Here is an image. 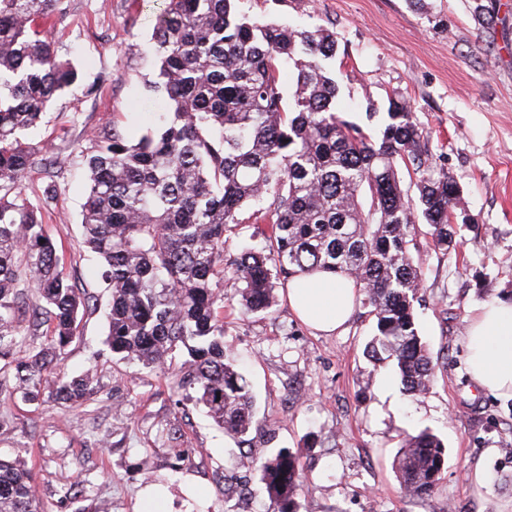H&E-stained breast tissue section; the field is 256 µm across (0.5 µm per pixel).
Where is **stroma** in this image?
Listing matches in <instances>:
<instances>
[{
    "mask_svg": "<svg viewBox=\"0 0 512 512\" xmlns=\"http://www.w3.org/2000/svg\"><path fill=\"white\" fill-rule=\"evenodd\" d=\"M485 25L476 0H241L251 17L336 35L333 69L348 120L377 135L378 116L400 91L429 134L423 168L462 189L473 220L456 226V247L434 249L418 224L414 254L423 276L416 314L436 364L430 392L412 400L393 367L364 348L373 319L356 307L335 333L304 326L286 288L269 312L245 314L224 291V345L244 368L256 400L246 443L215 426L180 389L185 349L164 367L112 355L105 343L109 296L95 274L80 224V171L61 156L89 150L90 132L113 120L130 128L165 109L153 88L148 45L163 0H64L53 29L62 59L82 74L24 135L41 163L25 193L43 207L61 266L96 301L59 368L89 375L95 393L73 408L46 388L26 400L0 373V459L31 472L43 512H140L149 480L166 489L163 512H267L255 486L260 458L302 455L300 512H512V398L480 390L465 336L478 305L512 301V0H493ZM427 429L448 448L436 494L409 500L394 461L406 435Z\"/></svg>",
    "mask_w": 512,
    "mask_h": 512,
    "instance_id": "35a3bbf8",
    "label": "stroma"
}]
</instances>
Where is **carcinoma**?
<instances>
[{
    "label": "carcinoma",
    "mask_w": 512,
    "mask_h": 512,
    "mask_svg": "<svg viewBox=\"0 0 512 512\" xmlns=\"http://www.w3.org/2000/svg\"><path fill=\"white\" fill-rule=\"evenodd\" d=\"M239 2L166 0L149 49L170 111L133 131L114 122L93 132L81 224L111 291L112 353L157 367L185 346L183 383L224 433L243 442L255 398L224 350L218 286L235 289L249 314L274 307L286 277L328 272L353 280L374 320L368 356L393 363L403 394L421 398L435 365L415 318L423 290L415 224L432 228L436 248H454L462 198L448 176L420 172L428 133L402 94L389 97V122L377 139L336 110L328 67L334 32L259 22ZM61 6L0 0V367L13 370L28 399L38 396L52 360L43 350L18 351L23 291L32 326L46 327L60 350L93 309L62 271L42 212L24 193L36 164L24 134L78 76L51 37ZM290 65L291 95L281 80ZM404 168L419 173L413 194ZM248 220L265 225V246L226 261V243ZM92 392L87 379L61 377L55 395L80 406ZM446 458L431 431L406 436L395 465L403 494L431 497ZM301 491L296 454L279 450L261 462L253 493L277 512H299ZM0 512H42L30 473L3 460Z\"/></svg>",
    "instance_id": "carcinoma-1"
}]
</instances>
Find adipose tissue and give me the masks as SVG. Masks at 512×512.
I'll return each mask as SVG.
<instances>
[{
	"label": "adipose tissue",
	"instance_id": "obj_1",
	"mask_svg": "<svg viewBox=\"0 0 512 512\" xmlns=\"http://www.w3.org/2000/svg\"><path fill=\"white\" fill-rule=\"evenodd\" d=\"M352 280L328 273L293 279L288 302L301 322L331 334L355 306ZM475 385L488 393L512 395V303L488 302L475 309L466 337Z\"/></svg>",
	"mask_w": 512,
	"mask_h": 512
}]
</instances>
